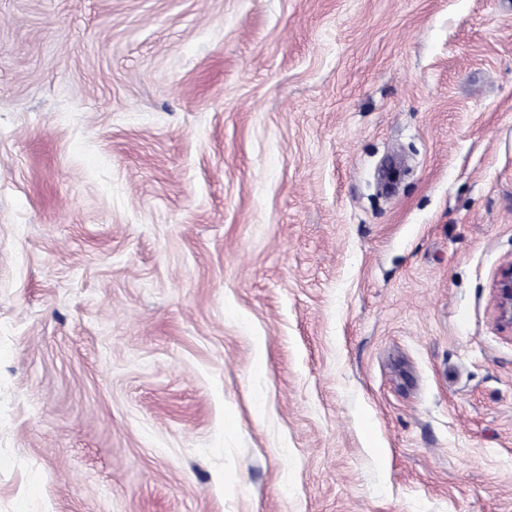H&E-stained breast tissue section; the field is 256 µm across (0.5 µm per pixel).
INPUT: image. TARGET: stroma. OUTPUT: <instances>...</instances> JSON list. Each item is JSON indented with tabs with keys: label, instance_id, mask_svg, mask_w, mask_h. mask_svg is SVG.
<instances>
[{
	"label": "stroma",
	"instance_id": "1",
	"mask_svg": "<svg viewBox=\"0 0 512 512\" xmlns=\"http://www.w3.org/2000/svg\"><path fill=\"white\" fill-rule=\"evenodd\" d=\"M510 264L512 0H0V512H512ZM495 291L498 318L512 328V266L501 272Z\"/></svg>",
	"mask_w": 512,
	"mask_h": 512
}]
</instances>
